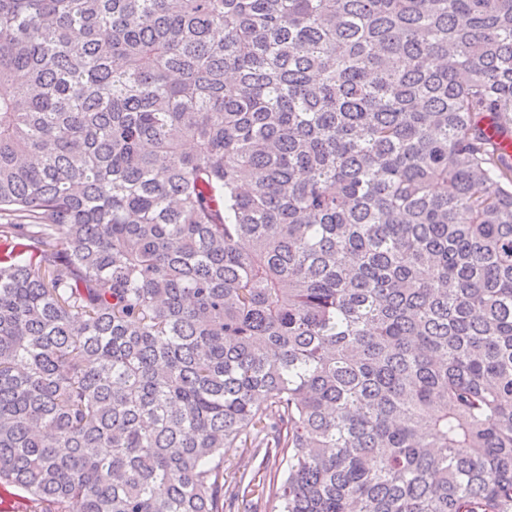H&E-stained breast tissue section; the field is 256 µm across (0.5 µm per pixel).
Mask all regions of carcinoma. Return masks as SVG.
<instances>
[{"label": "carcinoma", "instance_id": "obj_1", "mask_svg": "<svg viewBox=\"0 0 512 512\" xmlns=\"http://www.w3.org/2000/svg\"><path fill=\"white\" fill-rule=\"evenodd\" d=\"M2 87L0 494L512 512V0H0Z\"/></svg>", "mask_w": 512, "mask_h": 512}]
</instances>
